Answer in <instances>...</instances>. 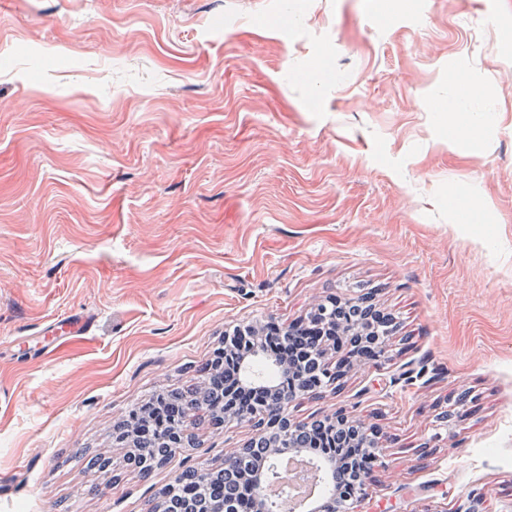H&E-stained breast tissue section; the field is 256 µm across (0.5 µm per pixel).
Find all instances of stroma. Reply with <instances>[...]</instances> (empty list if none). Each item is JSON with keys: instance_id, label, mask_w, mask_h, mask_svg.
<instances>
[{"instance_id": "obj_1", "label": "stroma", "mask_w": 512, "mask_h": 512, "mask_svg": "<svg viewBox=\"0 0 512 512\" xmlns=\"http://www.w3.org/2000/svg\"><path fill=\"white\" fill-rule=\"evenodd\" d=\"M363 293L389 360L290 415L378 432L361 512H512V0H0V512H146L250 430L143 479L113 425ZM50 327L52 333L61 338L56 347L67 342L64 336H87L90 331L87 319L77 315L55 322Z\"/></svg>"}]
</instances>
